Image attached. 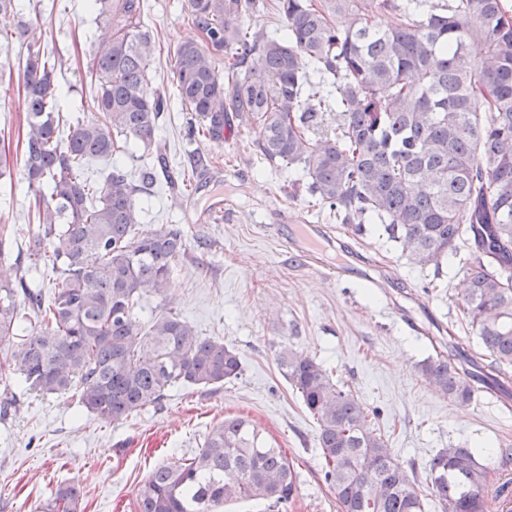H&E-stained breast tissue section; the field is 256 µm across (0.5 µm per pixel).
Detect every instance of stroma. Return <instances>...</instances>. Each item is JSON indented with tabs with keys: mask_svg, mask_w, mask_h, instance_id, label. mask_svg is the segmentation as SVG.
Instances as JSON below:
<instances>
[{
	"mask_svg": "<svg viewBox=\"0 0 512 512\" xmlns=\"http://www.w3.org/2000/svg\"><path fill=\"white\" fill-rule=\"evenodd\" d=\"M146 14L155 43L148 88L164 95L168 108L153 144L138 146L126 166L136 176L166 165L168 176L158 175L142 198L138 230L179 226L187 249L174 264L168 291L144 294L136 315L144 323L160 313L179 314L200 336L233 347L242 372L217 388L174 384L161 405L118 424L90 414L77 395L36 393L17 376L0 382V397L17 400L0 416V512H41L67 483L84 490L81 512H136L137 490L154 466L182 464L214 426L234 415L247 417L295 463L297 490L282 512H338L321 470L317 422L277 365L284 346L316 359L334 383L352 391L396 459L416 474L449 446L478 449L490 470H512V411L488 397L465 407L444 398L417 369L433 347L405 323L409 316L425 328L435 321L477 345L462 307L468 246H460L443 276H434L376 225L360 232L317 206L300 168L269 167L253 150L255 130L234 120L223 139H189L192 115L177 99L173 51L201 34L186 0H146ZM16 18L42 51L59 57L63 112L82 115L95 91L87 68L92 44L104 36L86 0H17ZM25 55L18 41L0 48V129L18 128L27 112L19 79ZM173 178L181 180L180 192L172 191ZM34 198L20 164H12L0 179V224L12 250H25L34 231ZM222 198L232 212L223 223H210L204 212ZM285 212L331 225L338 244L366 258L371 278L399 279L408 295L386 283L372 287L371 278L338 284L293 257L263 230Z\"/></svg>",
	"mask_w": 512,
	"mask_h": 512,
	"instance_id": "1",
	"label": "stroma"
}]
</instances>
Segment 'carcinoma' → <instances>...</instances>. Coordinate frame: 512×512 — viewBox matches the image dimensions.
<instances>
[{
    "label": "carcinoma",
    "mask_w": 512,
    "mask_h": 512,
    "mask_svg": "<svg viewBox=\"0 0 512 512\" xmlns=\"http://www.w3.org/2000/svg\"><path fill=\"white\" fill-rule=\"evenodd\" d=\"M106 40L91 53L92 116L60 111L58 62L33 44L23 64V167L39 193L37 230L26 258L0 273V380L20 375L45 394L78 390L80 403L118 423L161 402L175 383L224 385L241 373L239 354L200 336L172 312L140 323L146 288L161 294L186 250L183 231L136 232L139 195L119 159L124 146L153 143L167 99L147 92L153 47L144 0H90ZM202 42L174 51L177 96L211 138L235 117L258 126L268 163H301L309 190L346 224H380L421 266L442 271L457 242L465 266L463 309L481 350L448 336V351L418 364L453 402L477 384L512 393V11L504 0H275L284 25L270 37L251 23L259 0H187ZM396 12L399 24L374 18ZM354 17L348 27L338 24ZM224 59V70L218 61ZM332 80L319 101L310 74ZM336 128L322 132L324 114ZM125 137L119 145L115 136ZM91 158H110L100 188L81 180ZM52 265L51 302L27 274ZM45 311L40 330L20 336L26 311ZM282 375L318 423V447L340 512H425L416 473L403 467L350 391L313 358L283 348ZM297 473L283 449L251 421L227 417L176 467L154 468L138 489L137 512H218L227 503L287 505ZM441 512H491L488 470L474 448H441L428 465ZM82 490L58 487L45 512H79Z\"/></svg>",
    "instance_id": "carcinoma-1"
}]
</instances>
